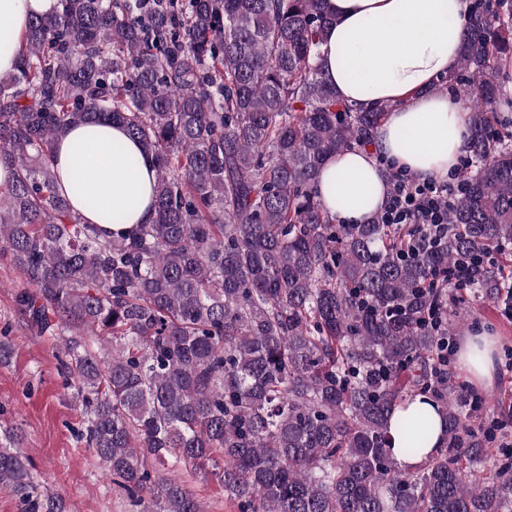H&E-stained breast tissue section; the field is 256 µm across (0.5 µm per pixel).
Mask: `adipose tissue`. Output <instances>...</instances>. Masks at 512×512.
<instances>
[{"label":"adipose tissue","instance_id":"ef3b65f1","mask_svg":"<svg viewBox=\"0 0 512 512\" xmlns=\"http://www.w3.org/2000/svg\"><path fill=\"white\" fill-rule=\"evenodd\" d=\"M465 6V0H326L333 19L321 46L327 82L358 109L391 107L374 147L334 156L320 172L317 196L340 221L366 223L384 206L386 180L375 156L423 180L446 176L466 154L467 112L453 93L430 91L458 66ZM56 8L57 0H0V74L17 65L30 18ZM51 167L61 187L82 182L85 196L123 211L122 223L104 224L85 196L71 197L72 209L101 224L105 235L151 223L156 170L124 127H70L53 146ZM495 352L489 334L463 339L459 367L476 387L493 385Z\"/></svg>","mask_w":512,"mask_h":512}]
</instances>
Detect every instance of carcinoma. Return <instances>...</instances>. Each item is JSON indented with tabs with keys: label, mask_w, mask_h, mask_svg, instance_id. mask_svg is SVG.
<instances>
[{
	"label": "carcinoma",
	"mask_w": 512,
	"mask_h": 512,
	"mask_svg": "<svg viewBox=\"0 0 512 512\" xmlns=\"http://www.w3.org/2000/svg\"><path fill=\"white\" fill-rule=\"evenodd\" d=\"M325 0H60L0 77V249L18 302L61 336L78 437L140 512H202L148 467L210 466L238 512H512L507 417L448 368L464 324L451 280L512 257V0H469L459 67L436 89L470 114L448 236L413 256L410 227L338 224L314 185L373 145L387 110L341 101L321 67ZM122 124L156 165L155 216L104 237L49 165L70 127ZM101 337L93 351L85 336ZM438 402L446 445L414 470ZM0 487L18 512H66L0 427ZM422 399L424 398H417L413 405L419 406L421 409H423L429 416L431 422V430L423 454L419 456H408L403 454L399 449L401 446H399L398 436L392 433V453L398 463L405 469H414L420 464L425 454H430L435 448H441L446 439L444 414L441 407L436 403L429 401L428 399H424L427 401L422 402Z\"/></svg>",
	"instance_id": "1"
}]
</instances>
